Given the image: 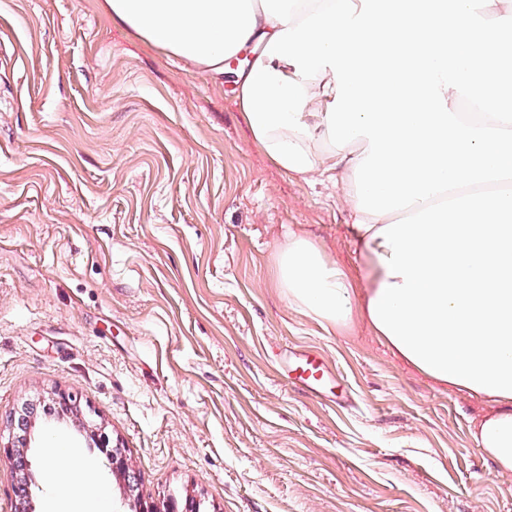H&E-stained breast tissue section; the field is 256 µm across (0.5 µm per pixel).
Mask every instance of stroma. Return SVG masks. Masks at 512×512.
Here are the masks:
<instances>
[{
	"mask_svg": "<svg viewBox=\"0 0 512 512\" xmlns=\"http://www.w3.org/2000/svg\"><path fill=\"white\" fill-rule=\"evenodd\" d=\"M344 173L283 170L231 78L116 25L103 0H0V439L72 396L30 448L96 465L100 512H132L80 429L124 448L144 498L201 512H512V474L472 438L482 398L433 383L361 322L288 303V234L358 274ZM310 352L342 389L283 376Z\"/></svg>",
	"mask_w": 512,
	"mask_h": 512,
	"instance_id": "obj_1",
	"label": "stroma"
}]
</instances>
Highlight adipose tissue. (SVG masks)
Returning <instances> with one entry per match:
<instances>
[{
  "instance_id": "obj_1",
  "label": "adipose tissue",
  "mask_w": 512,
  "mask_h": 512,
  "mask_svg": "<svg viewBox=\"0 0 512 512\" xmlns=\"http://www.w3.org/2000/svg\"><path fill=\"white\" fill-rule=\"evenodd\" d=\"M114 23L236 83L282 169L344 171L367 288L309 238L276 256L289 303L335 328L367 321L437 383L487 400L477 448L512 473V0H104ZM326 152H319L318 143ZM93 462H47L70 512L103 492Z\"/></svg>"
}]
</instances>
